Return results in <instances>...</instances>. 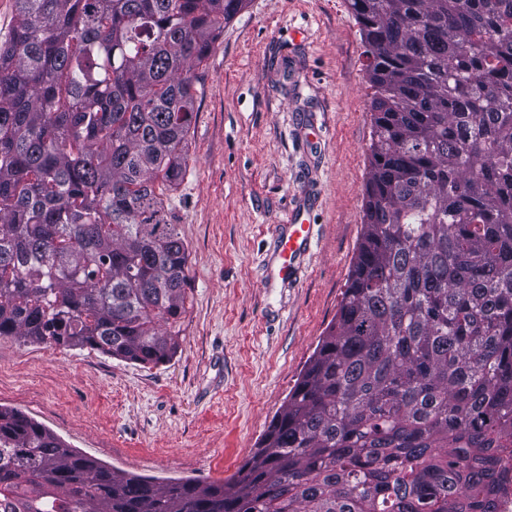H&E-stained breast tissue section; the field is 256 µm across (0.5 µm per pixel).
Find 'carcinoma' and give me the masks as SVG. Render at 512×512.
<instances>
[{"mask_svg": "<svg viewBox=\"0 0 512 512\" xmlns=\"http://www.w3.org/2000/svg\"><path fill=\"white\" fill-rule=\"evenodd\" d=\"M246 0H16L0 44V336L180 348L198 70ZM373 90L334 322L224 483L158 482L0 406V512H497L512 462V0H348Z\"/></svg>", "mask_w": 512, "mask_h": 512, "instance_id": "1", "label": "carcinoma"}]
</instances>
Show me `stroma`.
I'll use <instances>...</instances> for the list:
<instances>
[{
	"instance_id": "35a3bbf8",
	"label": "stroma",
	"mask_w": 512,
	"mask_h": 512,
	"mask_svg": "<svg viewBox=\"0 0 512 512\" xmlns=\"http://www.w3.org/2000/svg\"><path fill=\"white\" fill-rule=\"evenodd\" d=\"M348 0H246L199 69L187 172L166 194L189 249L181 346L145 367L0 336V406L107 467L230 479L336 317L360 241L372 132ZM305 209L310 248L280 279ZM288 234L281 240L280 258L283 260L280 267V276L283 279H295L299 259L310 245V224L302 214H292L288 217Z\"/></svg>"
}]
</instances>
